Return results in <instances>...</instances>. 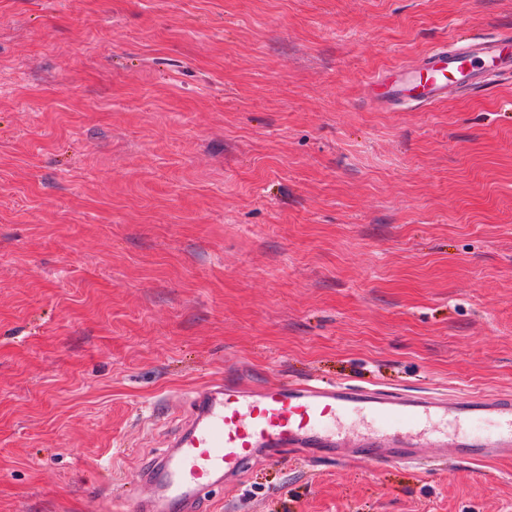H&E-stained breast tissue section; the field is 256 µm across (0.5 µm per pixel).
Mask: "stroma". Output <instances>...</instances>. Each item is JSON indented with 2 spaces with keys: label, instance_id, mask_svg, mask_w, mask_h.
Returning <instances> with one entry per match:
<instances>
[{
  "label": "stroma",
  "instance_id": "stroma-1",
  "mask_svg": "<svg viewBox=\"0 0 512 512\" xmlns=\"http://www.w3.org/2000/svg\"><path fill=\"white\" fill-rule=\"evenodd\" d=\"M512 0H0V512H138L221 374L512 393ZM251 461L212 512H512V459ZM512 34L505 33L498 38L481 40L448 50L439 47L427 53L414 66L402 65L396 68L397 78L392 83L388 97H374V101L386 106H400L415 103L428 107L444 98L448 93V74L457 72L459 77L454 88L467 90L485 81L489 76L512 71L508 42ZM479 61L480 67L473 66Z\"/></svg>",
  "mask_w": 512,
  "mask_h": 512
}]
</instances>
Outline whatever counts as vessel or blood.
<instances>
[{"mask_svg":"<svg viewBox=\"0 0 512 512\" xmlns=\"http://www.w3.org/2000/svg\"><path fill=\"white\" fill-rule=\"evenodd\" d=\"M512 71V36L439 47L415 65L396 69L388 106L428 107L444 98L448 76L466 90L486 78ZM360 418L391 429L389 440L362 435L346 441L341 420ZM471 420L491 432L449 437L444 425ZM442 449L448 458L484 462L512 456V397L474 392L409 395L348 384L322 387L311 382L271 384L238 371L195 393L190 415L172 448L153 460L139 477L155 485L156 495L141 512H202L213 486L239 482L246 464L260 455L293 451L309 460L377 464L417 460L422 449Z\"/></svg>","mask_w":512,"mask_h":512,"instance_id":"vessel-or-blood-1","label":"vessel or blood"}]
</instances>
